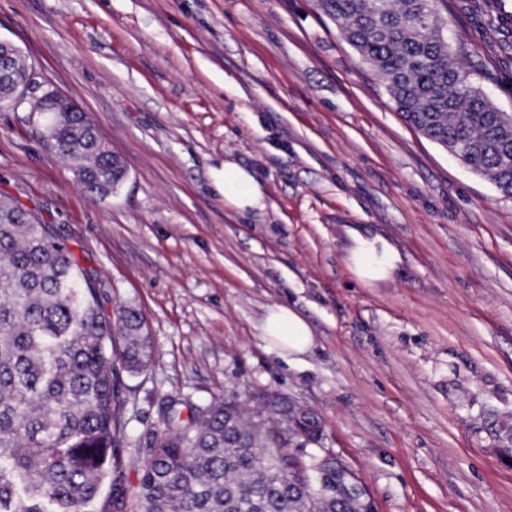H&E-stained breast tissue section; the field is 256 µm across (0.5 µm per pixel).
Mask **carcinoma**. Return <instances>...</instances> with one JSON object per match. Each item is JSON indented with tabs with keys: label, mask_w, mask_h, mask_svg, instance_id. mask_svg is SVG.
I'll return each mask as SVG.
<instances>
[{
	"label": "carcinoma",
	"mask_w": 512,
	"mask_h": 512,
	"mask_svg": "<svg viewBox=\"0 0 512 512\" xmlns=\"http://www.w3.org/2000/svg\"><path fill=\"white\" fill-rule=\"evenodd\" d=\"M378 77L400 117L512 196V116L489 97L492 73L461 64L446 35L448 0H319ZM32 84L22 110L48 125L46 145L100 197L123 183L112 147L59 92ZM101 284L54 225L0 197V512H376L336 454L311 448L315 415L271 411L262 397L171 409L144 449L136 482L122 468L119 371L149 365L139 312L108 318Z\"/></svg>",
	"instance_id": "obj_1"
}]
</instances>
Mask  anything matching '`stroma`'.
Instances as JSON below:
<instances>
[{
  "label": "stroma",
  "mask_w": 512,
  "mask_h": 512,
  "mask_svg": "<svg viewBox=\"0 0 512 512\" xmlns=\"http://www.w3.org/2000/svg\"><path fill=\"white\" fill-rule=\"evenodd\" d=\"M448 36L512 113V0H448ZM0 37L127 161L86 193L24 113L0 109V196L37 211L155 355L121 372L124 464L163 412L260 389L318 416L378 512H512V196L409 127L318 0H0ZM231 160L265 209L225 202ZM400 261L362 285L350 230ZM292 307L313 346L264 341Z\"/></svg>",
  "instance_id": "obj_1"
}]
</instances>
